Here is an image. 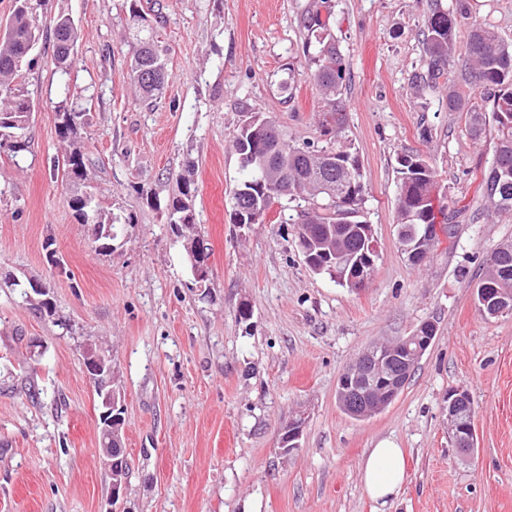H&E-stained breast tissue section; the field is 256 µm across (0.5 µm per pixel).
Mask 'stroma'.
I'll list each match as a JSON object with an SVG mask.
<instances>
[{"label": "stroma", "instance_id": "stroma-1", "mask_svg": "<svg viewBox=\"0 0 512 512\" xmlns=\"http://www.w3.org/2000/svg\"><path fill=\"white\" fill-rule=\"evenodd\" d=\"M317 0H140L167 48L163 94L142 101L129 77L136 46L128 0H41L42 40L22 66L32 103L28 152H0V512H377L360 464L383 440L406 473L386 512H512V315L482 316L486 258L512 241L488 216L483 177L494 142H477L443 89H414L422 30L453 0H328L349 61L341 142L357 156L377 244L356 291L310 270L289 211L233 221L243 177L231 140L244 116L273 117L297 143H322L325 102L309 78L299 19ZM79 32L67 75L53 64L51 20ZM295 82L279 83L287 72ZM85 114L77 145L92 191L123 218L110 254L67 199L57 104ZM434 166L436 206L457 214L427 260L398 240V161ZM196 191L210 252L201 293L184 241L166 221L179 178ZM45 283L55 320L21 283ZM249 304V319L238 317ZM431 321L436 337L397 399L355 420L336 385L370 344ZM102 343L125 396L129 477L113 499L99 459L98 401L82 364ZM474 401L477 443L461 458L448 435V392ZM298 446L280 445L288 422Z\"/></svg>", "mask_w": 512, "mask_h": 512}]
</instances>
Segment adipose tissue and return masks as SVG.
Segmentation results:
<instances>
[{
  "label": "adipose tissue",
  "mask_w": 512,
  "mask_h": 512,
  "mask_svg": "<svg viewBox=\"0 0 512 512\" xmlns=\"http://www.w3.org/2000/svg\"><path fill=\"white\" fill-rule=\"evenodd\" d=\"M361 481L377 506H386L400 492L405 479L403 449L383 442L370 449L361 462Z\"/></svg>",
  "instance_id": "ef3b65f1"
}]
</instances>
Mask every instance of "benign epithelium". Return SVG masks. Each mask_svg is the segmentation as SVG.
<instances>
[{
  "mask_svg": "<svg viewBox=\"0 0 512 512\" xmlns=\"http://www.w3.org/2000/svg\"><path fill=\"white\" fill-rule=\"evenodd\" d=\"M438 236V228L423 225V232L417 239L416 248L408 250L411 259L423 262ZM349 288L361 290L369 281V272L361 266L352 268L342 277ZM483 314L492 317L512 314V297L493 287L490 282L477 289ZM436 327L431 321L420 324L410 335L378 341L367 347L345 369L341 375L336 395L339 405L353 418L366 419L382 412L404 389L408 375L433 342ZM84 371L95 393L102 398L104 411L102 432L106 443L100 451V459L109 472L120 475L112 485L113 500L119 499V492L125 485L123 475L129 472L125 453V428L123 416L124 396L114 387L117 368L112 357L105 353L90 352L85 355ZM381 387L382 398L370 405L362 404L359 395L362 386ZM471 397L467 390L457 388L448 394V427L457 447L464 453L474 450V425ZM301 424L293 421L283 429L284 451L298 447Z\"/></svg>",
  "mask_w": 512,
  "mask_h": 512,
  "instance_id": "benign-epithelium-1",
  "label": "benign epithelium"
}]
</instances>
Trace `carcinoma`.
Instances as JSON below:
<instances>
[{
  "label": "carcinoma",
  "mask_w": 512,
  "mask_h": 512,
  "mask_svg": "<svg viewBox=\"0 0 512 512\" xmlns=\"http://www.w3.org/2000/svg\"><path fill=\"white\" fill-rule=\"evenodd\" d=\"M32 0H16L15 9L5 32L0 34V150L17 157L29 149V140L15 125L18 114L31 111L28 91L21 65L39 40L40 30L33 17ZM469 25V49L463 66L468 84L494 90L491 106L468 108L465 97L456 85H448V109L466 111L468 130L472 138L487 136L495 140V153L490 171L484 178V209L494 214L512 213V44L504 42L490 24L470 16L464 0L444 9L436 6L425 20L424 53L426 72L415 75L413 86L435 88L439 80L449 75L456 65L453 37L460 23ZM54 67L65 75L72 64L71 54L78 39V29L72 17L54 18ZM301 25L307 32L305 52L310 63V76L318 83L326 103L324 115L340 114L331 125L323 119L321 129L326 136L321 146L298 145L288 139L270 116H261L265 127L254 123L251 115L239 127L232 148L239 156L243 179L239 187L250 190L251 211L246 217L262 214L268 207V188L261 184L257 163L285 173L288 181V203L293 205L301 235L311 255L326 264L325 273L341 283L339 268L330 264L332 254H325L326 244H340L348 252V261L364 263V242L361 214L367 202V185L358 160L338 140L346 122L345 108L340 98L348 65L332 33V14L321 15L317 9L304 14ZM140 48L131 61V80L142 98L151 100L164 87L168 78L165 49L152 37L140 39ZM83 124V112L63 100L57 107L58 136L68 140L77 135ZM88 159L80 150H73L64 159L65 173L72 183L88 180ZM398 184V224L405 228L402 239H412L415 224H433L430 194L435 188V170L420 154L401 158ZM195 188L184 180L178 194L168 203L176 212L178 222L171 225L183 234L184 225L195 224L192 198ZM68 206L80 224L99 226L100 238L95 240L101 252H112L116 232L115 218L102 210L98 199L85 206L82 197H69Z\"/></svg>",
  "instance_id": "carcinoma-1"
}]
</instances>
